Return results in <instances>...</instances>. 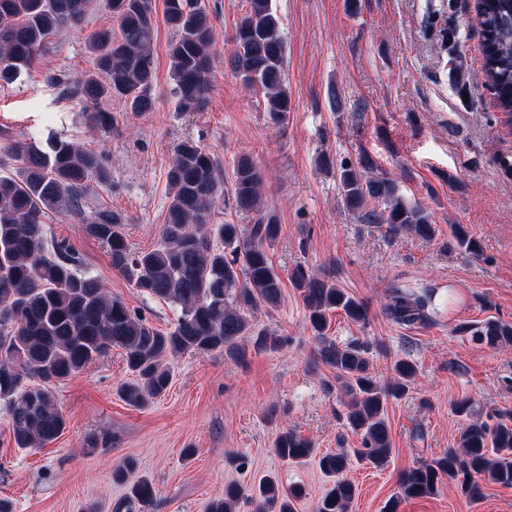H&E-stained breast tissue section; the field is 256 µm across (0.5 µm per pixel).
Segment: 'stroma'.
<instances>
[{
	"label": "stroma",
	"mask_w": 512,
	"mask_h": 512,
	"mask_svg": "<svg viewBox=\"0 0 512 512\" xmlns=\"http://www.w3.org/2000/svg\"><path fill=\"white\" fill-rule=\"evenodd\" d=\"M248 0H205L214 24L212 90L198 112H182L170 78L175 38L164 0H152L155 20L154 112L135 117L123 99L104 102L110 133L90 136L83 104L71 87L95 73L87 38L113 27L103 0H91L81 26L50 37L27 72L0 84V174L12 171L18 147L62 136L104 156L109 179L90 183L86 205L119 213L134 251L161 242L169 203L167 173L177 145L198 141L231 179L237 155L250 153L264 171L263 200L281 232L269 250L286 285L281 304L262 315L276 331L278 350L248 351L245 361L221 352L189 351L173 362L166 393L148 407L126 404L122 350L112 349L55 395L67 427L42 448L18 449L0 404V498L15 512H112L126 484L112 470L132 462L134 475L151 477L158 496L143 512H204L208 501L236 483L251 491L267 477L281 488L305 490L297 512H314L329 488L316 457L281 461L273 444L284 430L311 440L318 452H351L361 439L343 417L347 399L335 370L315 363V336L287 278L299 264L334 272L337 284L368 302L370 321L359 325L342 311L329 314L336 343L366 342L370 368L390 379L392 364L412 360L416 378L389 400L386 419L392 452L374 467L350 462L357 487L350 512H382L399 479L422 461L457 447L463 420L453 402L467 398L476 417L512 425V347L493 350L459 332L462 324L496 318L512 323V126L503 122L482 73L481 32L475 0H454L455 13H430V0H273L287 43L292 109L274 124L261 94L245 88L230 69L236 23ZM454 20L462 34L464 85L449 80L440 30ZM343 108L334 110L330 91ZM370 157L366 178L394 180L410 203L435 224L433 241L365 223L349 211L335 172L320 168ZM52 235L66 240L83 267L151 326L173 330L178 313L142 294L112 265L80 218L47 214ZM466 225L482 245L480 258L448 251V227ZM433 293L430 320L405 327L382 305L391 286ZM398 512H512V487L488 483L478 499L451 483L428 498L402 501Z\"/></svg>",
	"instance_id": "1"
}]
</instances>
